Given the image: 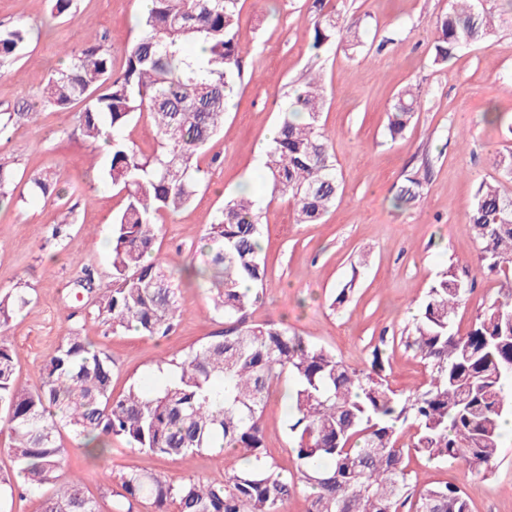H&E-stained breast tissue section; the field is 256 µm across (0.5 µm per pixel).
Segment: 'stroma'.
Returning a JSON list of instances; mask_svg holds the SVG:
<instances>
[{
    "instance_id": "1",
    "label": "stroma",
    "mask_w": 512,
    "mask_h": 512,
    "mask_svg": "<svg viewBox=\"0 0 512 512\" xmlns=\"http://www.w3.org/2000/svg\"><path fill=\"white\" fill-rule=\"evenodd\" d=\"M452 0H333L357 24L361 45L317 52L309 34L312 0H241L237 40L243 77L224 115V129L197 158L206 179L193 202L164 215L155 254L177 269L199 254L202 237L225 198L251 195L260 207L267 275L261 299L249 311L255 323L281 321L295 333L368 367L375 346L388 360L387 381L398 391L427 387L430 370L410 347L413 318L443 270H452L466 293L454 327L467 333L498 295L503 275L487 273L468 217L480 184L512 193V178L493 162L512 150V135L484 124L487 103L512 113V25L433 62L437 22ZM141 0H75L72 16L58 18L50 0H0V29L24 25L23 51L0 67V112L33 102L65 51L104 42L113 70L139 32ZM323 79L321 125L341 179L335 205L317 224H298L288 198L272 194L264 161L293 91L309 73ZM418 86L421 105L402 135L391 137L387 111L407 85ZM80 106L41 111L0 134V164L18 172L60 173L61 198L31 197L15 181L12 202L0 206V296L18 290L33 302L12 314L4 331L16 350L19 384L37 382L39 370L78 327L113 362L112 392L130 385L161 386L159 360L181 355L224 329L205 289L185 287L184 311L159 341L113 333L99 316L95 296L75 298L74 282L92 269L96 289L112 283V217L124 199L107 176L104 144L85 140L77 126ZM419 173V198L397 203L407 174ZM65 239L53 237L61 220ZM354 289L346 309L330 296L346 282ZM265 445L285 469H293L285 426L283 386L272 387L263 415ZM63 477H81L99 512H114L110 479L130 469L160 472L174 483L220 479L233 455L204 451L187 459L161 458L110 438L109 452L87 455L72 435ZM408 469L423 487L452 482L466 492L471 512H512V441L503 440L490 473L472 472L459 459L434 462L412 452Z\"/></svg>"
}]
</instances>
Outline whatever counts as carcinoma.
I'll return each instance as SVG.
<instances>
[{"label":"carcinoma","instance_id":"obj_1","mask_svg":"<svg viewBox=\"0 0 512 512\" xmlns=\"http://www.w3.org/2000/svg\"><path fill=\"white\" fill-rule=\"evenodd\" d=\"M241 0H150L138 37L127 46L121 71L97 43L69 55L38 96L15 112L0 113V131L37 116V108L84 104L80 134L111 148L107 175L124 194L113 217L112 288L98 298V315L112 333L134 330L149 339L169 334L181 316V278L153 256L158 219L186 207L201 184L195 159L224 126L227 100L242 76L237 42ZM309 37L319 51L340 40L359 46L355 25L323 0ZM512 21V0H453L439 21L434 63L496 30L495 16ZM23 26L0 30V65L25 46ZM189 44L208 52L193 59ZM419 88L409 85L388 109L390 135L404 132L418 112ZM324 87L318 76L295 90L265 163L272 193L291 198L296 222L321 221L336 203L340 180L321 131ZM154 120L159 145L145 157L125 142L122 130L137 114ZM16 172L0 165V201ZM61 175L27 176L30 194L59 195ZM418 174L407 178L401 202L417 198ZM260 211L242 195L224 202L203 236L201 262L185 268L210 293L212 311L224 317V332L170 359L176 376L156 393L131 386L112 396V361L74 331L49 358L39 383L15 379L12 345L3 327L11 313L27 307L23 292L0 298V415L9 426V446L18 475L43 491L42 512H98L82 480L59 474L65 448L62 431L83 441L90 455L95 437H118L128 447L172 459L202 450L231 448L238 467L219 480L180 484L153 472L118 475L120 512L145 502L152 512H285L297 484L309 490L307 512H470L468 497L449 483L412 490L401 423L417 433L411 449L432 461L463 458L476 473L488 471L501 443V422L512 417V281L475 318L464 335L453 330L455 309L466 288L451 271L440 273L415 323L412 346L430 368L426 389L399 393L386 380V359L376 346L368 369L347 364L336 353L281 323L248 321L259 299L253 287L267 268L262 255ZM484 267H512V194L479 186L469 216ZM292 385L286 402V433L294 470L280 467L264 445L262 416L270 389Z\"/></svg>","mask_w":512,"mask_h":512}]
</instances>
